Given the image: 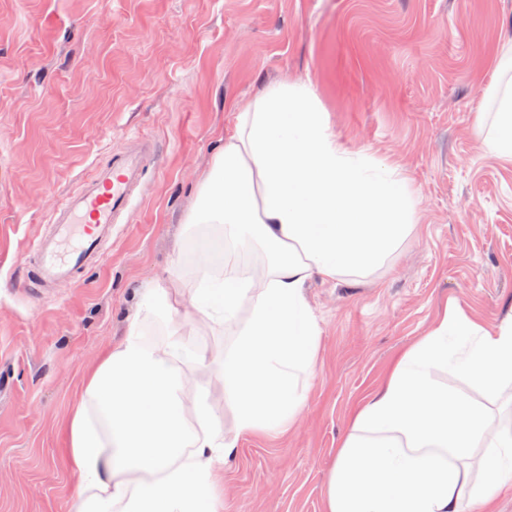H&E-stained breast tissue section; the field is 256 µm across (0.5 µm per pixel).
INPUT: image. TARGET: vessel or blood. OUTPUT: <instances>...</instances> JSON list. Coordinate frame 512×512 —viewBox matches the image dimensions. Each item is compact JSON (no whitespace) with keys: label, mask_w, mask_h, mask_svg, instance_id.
Segmentation results:
<instances>
[{"label":"vessel or blood","mask_w":512,"mask_h":512,"mask_svg":"<svg viewBox=\"0 0 512 512\" xmlns=\"http://www.w3.org/2000/svg\"><path fill=\"white\" fill-rule=\"evenodd\" d=\"M143 169V157L116 153L85 176L53 209L48 231L28 245L34 266L27 271L26 286L72 281L88 264L103 263L113 227L130 214Z\"/></svg>","instance_id":"1"}]
</instances>
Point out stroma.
<instances>
[{"mask_svg":"<svg viewBox=\"0 0 512 512\" xmlns=\"http://www.w3.org/2000/svg\"><path fill=\"white\" fill-rule=\"evenodd\" d=\"M512 0H0V512H74L66 425L136 288L166 275L236 103L311 85L349 156L418 199L384 267L304 288L319 374L285 435L224 463V512H322L353 406L448 302L512 314V166L481 147ZM115 152L147 159L106 262L17 278L56 201Z\"/></svg>","mask_w":512,"mask_h":512,"instance_id":"obj_1","label":"stroma"}]
</instances>
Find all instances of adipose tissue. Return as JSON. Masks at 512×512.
<instances>
[{"label":"adipose tissue","instance_id":"1","mask_svg":"<svg viewBox=\"0 0 512 512\" xmlns=\"http://www.w3.org/2000/svg\"><path fill=\"white\" fill-rule=\"evenodd\" d=\"M485 97L483 147L512 165V76L496 71ZM416 221L404 179L352 162L310 85L282 81L239 106L174 270L141 288L70 422L76 512H222L239 438L286 433L307 403L320 328L305 283L383 267ZM226 327L228 344L203 342ZM441 370L478 398L449 391ZM511 384L512 319L448 305L352 409L323 512H495L512 486V424L493 407Z\"/></svg>","mask_w":512,"mask_h":512}]
</instances>
